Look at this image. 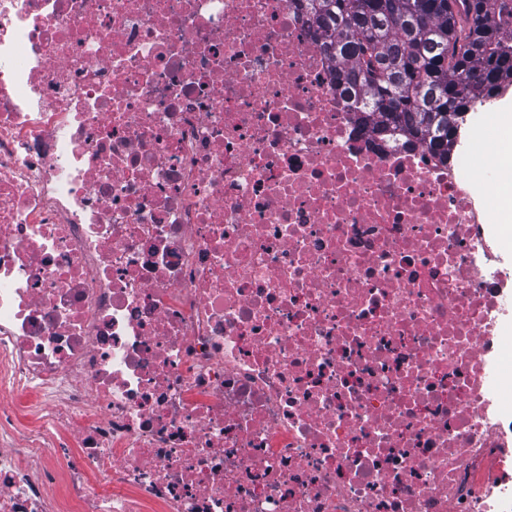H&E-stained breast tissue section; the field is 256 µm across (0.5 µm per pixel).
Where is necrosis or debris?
<instances>
[{
  "mask_svg": "<svg viewBox=\"0 0 512 512\" xmlns=\"http://www.w3.org/2000/svg\"><path fill=\"white\" fill-rule=\"evenodd\" d=\"M360 111L289 0H0V512H512L492 166Z\"/></svg>",
  "mask_w": 512,
  "mask_h": 512,
  "instance_id": "necrosis-or-debris-1",
  "label": "necrosis or debris"
}]
</instances>
